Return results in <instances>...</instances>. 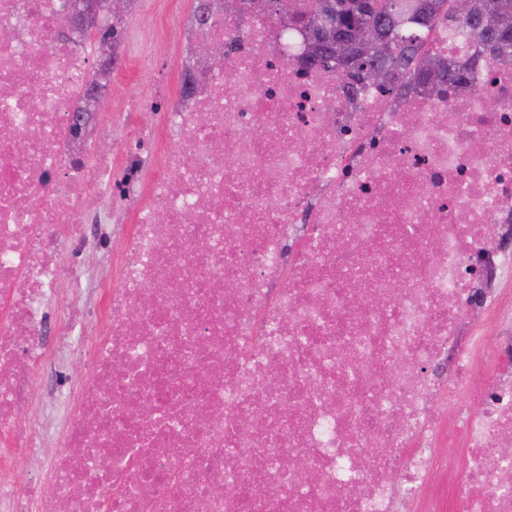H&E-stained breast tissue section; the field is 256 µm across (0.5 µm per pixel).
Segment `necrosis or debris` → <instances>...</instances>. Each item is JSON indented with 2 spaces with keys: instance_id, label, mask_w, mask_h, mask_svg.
Here are the masks:
<instances>
[{
  "instance_id": "obj_1",
  "label": "necrosis or debris",
  "mask_w": 512,
  "mask_h": 512,
  "mask_svg": "<svg viewBox=\"0 0 512 512\" xmlns=\"http://www.w3.org/2000/svg\"><path fill=\"white\" fill-rule=\"evenodd\" d=\"M62 10L0 0V468L52 484L1 482L0 512H512V338L471 323L512 241V59L349 102L300 25L172 9L161 40L226 54L114 102L122 144L77 129L91 64ZM94 197L99 222L127 210L119 238ZM93 246L114 281L48 456L22 415L72 314L49 347L45 302L83 289Z\"/></svg>"
}]
</instances>
